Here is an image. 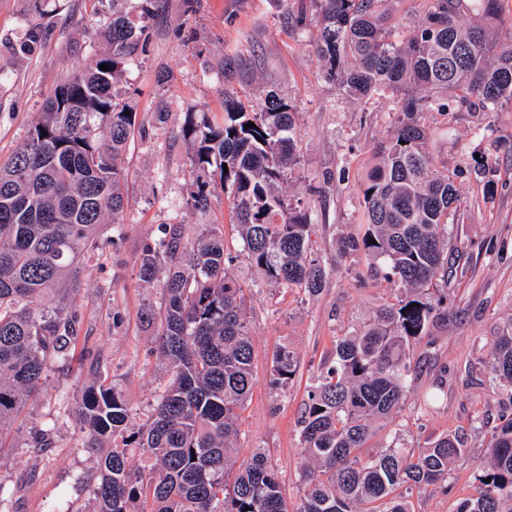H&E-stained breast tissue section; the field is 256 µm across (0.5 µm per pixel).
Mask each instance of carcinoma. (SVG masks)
I'll use <instances>...</instances> for the list:
<instances>
[{"instance_id":"cac0c4a2","label":"carcinoma","mask_w":512,"mask_h":512,"mask_svg":"<svg viewBox=\"0 0 512 512\" xmlns=\"http://www.w3.org/2000/svg\"><path fill=\"white\" fill-rule=\"evenodd\" d=\"M112 2L107 50L65 75L24 146L0 168V448L49 373L70 361L80 263L98 253L104 225L118 229L128 204L122 156L136 113L115 85L141 31ZM313 2L316 52L340 94H397L389 141L366 174L362 232L342 238L339 252L370 257L374 276L397 283L401 295L336 339L309 392L300 438L312 466L300 476L297 512H411L408 493L448 490L449 466L466 452L443 435L416 453L390 445L362 455L374 426L404 399L410 345L430 346L431 328L448 313V289L436 281L448 283L456 263L447 241L458 173L438 166L424 115L489 118L512 108V35H496L503 0H420L413 33L402 40L391 36L402 24L392 0ZM183 135L195 175L187 205L204 213L214 192L228 194L242 255L262 281L317 295L326 270L313 257L314 224L283 191L300 163L294 105L275 91L257 112L226 101L223 125L192 121ZM232 261L221 224L202 225L192 240L183 225L170 224L140 256L142 282L164 279L162 302L143 317L157 326L169 379L138 425L115 388L92 386L77 402L84 447L96 460L90 512H288L282 478L263 450L237 463L253 345ZM48 296L55 306L42 305ZM296 366L293 350L277 348L271 384L286 385ZM485 367L492 383L512 388V323L493 338ZM132 452L140 454L137 468ZM482 480L479 496L455 512H512V417L491 433Z\"/></svg>"}]
</instances>
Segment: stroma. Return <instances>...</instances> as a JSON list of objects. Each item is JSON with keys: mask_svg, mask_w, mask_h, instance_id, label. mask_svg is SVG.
Returning a JSON list of instances; mask_svg holds the SVG:
<instances>
[{"mask_svg": "<svg viewBox=\"0 0 512 512\" xmlns=\"http://www.w3.org/2000/svg\"><path fill=\"white\" fill-rule=\"evenodd\" d=\"M111 15L112 0H0V166L25 142L64 75L103 49L99 31ZM36 25L44 30L41 43L21 52ZM144 26L143 49L116 86L137 114L122 160L129 195L124 228L104 229L100 257L84 262L72 298L79 337L90 350L75 351L29 400L13 446L0 452V489L12 512H90L93 459L83 446L76 402L92 384L116 387L139 424L166 381L154 351L156 327L142 318L145 306L160 303L163 284L142 283L138 259L166 225L193 234L200 224H220L234 257L229 273L246 297L254 348L238 458L264 449L284 479L289 512H297L308 463L300 441L308 392L337 337L399 293L396 284L371 275L364 253L338 254L340 237L359 229L362 184L390 137L393 96L385 91L360 101L339 93L315 51L310 0H194L189 11L183 0H157ZM272 89L297 107L300 164L283 190L312 213L313 249L328 272L315 296L258 285L257 272L239 256L233 204L224 193L212 196L206 214L187 206L193 181L187 118L223 123L225 99L257 110ZM425 122L437 132L431 142L437 162L463 172L458 220L448 233L461 261L448 274V317L433 329L431 349H410L404 401L368 447L394 442L415 451L439 436H458L465 452L451 465L447 489L431 487L411 498L414 512H454L459 501L478 495L490 433L512 414V390L492 385L484 367L493 337L512 321V110L489 120L477 112H431ZM283 345L295 351L298 366L276 388L271 359Z\"/></svg>", "mask_w": 512, "mask_h": 512, "instance_id": "stroma-1", "label": "stroma"}]
</instances>
